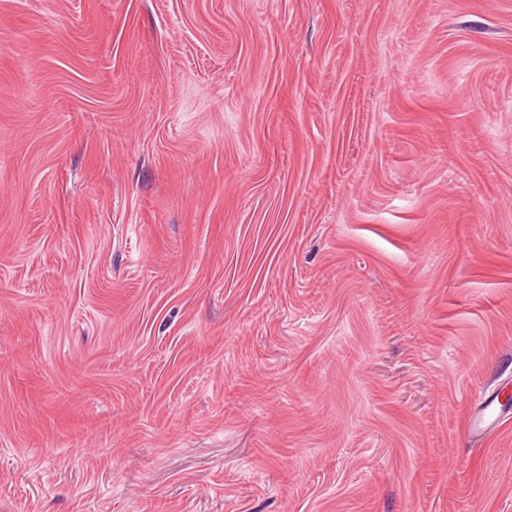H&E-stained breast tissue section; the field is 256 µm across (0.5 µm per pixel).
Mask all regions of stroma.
<instances>
[{
    "mask_svg": "<svg viewBox=\"0 0 512 512\" xmlns=\"http://www.w3.org/2000/svg\"><path fill=\"white\" fill-rule=\"evenodd\" d=\"M511 392L512 0H0V512H512Z\"/></svg>",
    "mask_w": 512,
    "mask_h": 512,
    "instance_id": "35a3bbf8",
    "label": "stroma"
}]
</instances>
